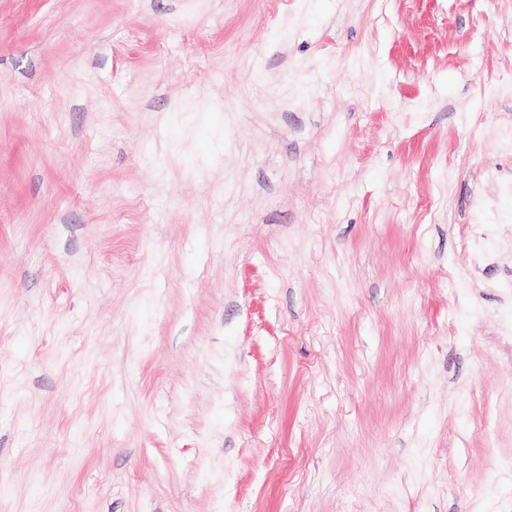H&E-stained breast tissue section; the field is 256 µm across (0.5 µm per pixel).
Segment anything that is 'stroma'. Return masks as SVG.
I'll return each mask as SVG.
<instances>
[{
	"label": "stroma",
	"instance_id": "stroma-1",
	"mask_svg": "<svg viewBox=\"0 0 512 512\" xmlns=\"http://www.w3.org/2000/svg\"><path fill=\"white\" fill-rule=\"evenodd\" d=\"M510 86L512 0H0V512H512Z\"/></svg>",
	"mask_w": 512,
	"mask_h": 512
}]
</instances>
